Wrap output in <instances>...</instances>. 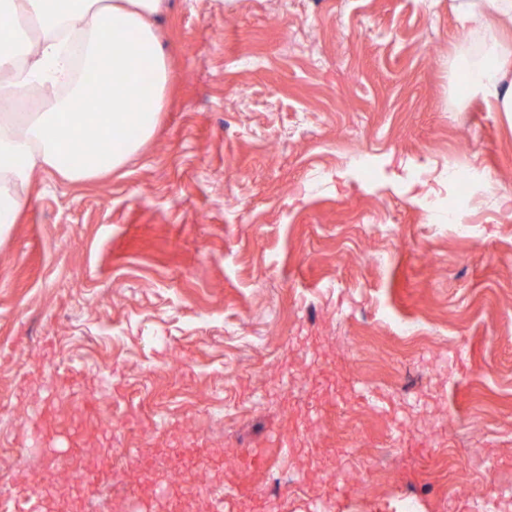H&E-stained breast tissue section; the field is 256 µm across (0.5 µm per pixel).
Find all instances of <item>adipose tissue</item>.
Segmentation results:
<instances>
[{
    "instance_id": "obj_1",
    "label": "adipose tissue",
    "mask_w": 512,
    "mask_h": 512,
    "mask_svg": "<svg viewBox=\"0 0 512 512\" xmlns=\"http://www.w3.org/2000/svg\"><path fill=\"white\" fill-rule=\"evenodd\" d=\"M165 0H0V78L6 94L25 96L36 81L68 86L49 112L0 114V223H16L35 170L50 168L66 181L106 176L148 142L163 108L169 71L151 18ZM472 24L494 28L512 21V0H460ZM37 33L34 44L22 36ZM92 61L95 83L75 79L77 58ZM462 79L489 111L512 115V37L497 38L483 61ZM102 106L80 111L87 96ZM69 152L81 162L62 165Z\"/></svg>"
}]
</instances>
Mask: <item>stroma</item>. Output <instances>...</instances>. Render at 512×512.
Returning <instances> with one entry per match:
<instances>
[{
  "label": "stroma",
  "mask_w": 512,
  "mask_h": 512,
  "mask_svg": "<svg viewBox=\"0 0 512 512\" xmlns=\"http://www.w3.org/2000/svg\"><path fill=\"white\" fill-rule=\"evenodd\" d=\"M456 4L166 0L154 136L0 224V483L61 458L44 512H512V116L456 83L494 38Z\"/></svg>",
  "instance_id": "35a3bbf8"
}]
</instances>
